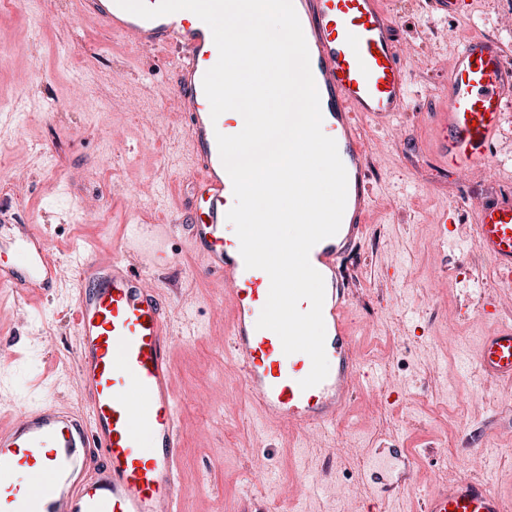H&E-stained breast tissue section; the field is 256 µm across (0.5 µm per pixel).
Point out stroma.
I'll return each instance as SVG.
<instances>
[{
  "mask_svg": "<svg viewBox=\"0 0 512 512\" xmlns=\"http://www.w3.org/2000/svg\"><path fill=\"white\" fill-rule=\"evenodd\" d=\"M407 58L411 107L396 125H364L374 207L349 266V326L359 360L376 365L336 428L296 436L249 406L226 347L223 285L197 273L181 235L174 264L148 248L130 262L166 294L183 456L180 512H418L448 450L512 488V388L482 379L481 338L512 321V285L474 250L480 201L512 193V118L481 170L457 174L433 151L430 114L444 101L453 54L468 37L497 36L512 53V0H478L465 17L432 0H386ZM162 53L131 46L68 13L65 0H22L0 19V262L11 224H45L61 277L22 307L0 293V417L44 399L82 410L72 318L78 262L107 257L127 224H159L191 200L184 108ZM454 212L448 241L438 215ZM398 448L411 478L389 495L362 481L378 449Z\"/></svg>",
  "mask_w": 512,
  "mask_h": 512,
  "instance_id": "35a3bbf8",
  "label": "stroma"
}]
</instances>
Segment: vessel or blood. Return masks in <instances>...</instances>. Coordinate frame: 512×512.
Here are the masks:
<instances>
[{"instance_id":"vessel-or-blood-1","label":"vessel or blood","mask_w":512,"mask_h":512,"mask_svg":"<svg viewBox=\"0 0 512 512\" xmlns=\"http://www.w3.org/2000/svg\"><path fill=\"white\" fill-rule=\"evenodd\" d=\"M307 42L323 115L322 130L337 143L348 178L347 202L336 235L310 251L323 276V318L329 373L301 389L311 370L303 353L285 354L276 333L256 327L270 278L246 268L240 241L226 218L235 198L203 90L218 60L210 28L180 11L152 20L116 0H72L73 10L139 48L173 56L175 95L183 104L195 167V200L169 223L153 225L149 239L164 252L179 228L201 272L224 285L232 308L230 359L266 423L305 434L336 426L356 390L359 363L347 313L353 277L347 266L360 251L373 205L370 157L360 119L385 129L409 109L408 72L382 0H293ZM447 103L432 112L436 154L465 173L491 157L512 102V65L494 36L466 40L448 71ZM473 244L503 276L512 275V196L474 207ZM127 243L108 259L83 260L74 325L80 337L76 371L84 414L49 401L19 409L0 426V512H172L182 453L172 386L169 309L161 289L145 287L146 273L126 258ZM60 265L45 225L26 224L10 263H0V288L16 296L52 287ZM476 364L486 378L512 385V322L482 339ZM422 512H512L488 483L461 476L438 481L423 495Z\"/></svg>"}]
</instances>
